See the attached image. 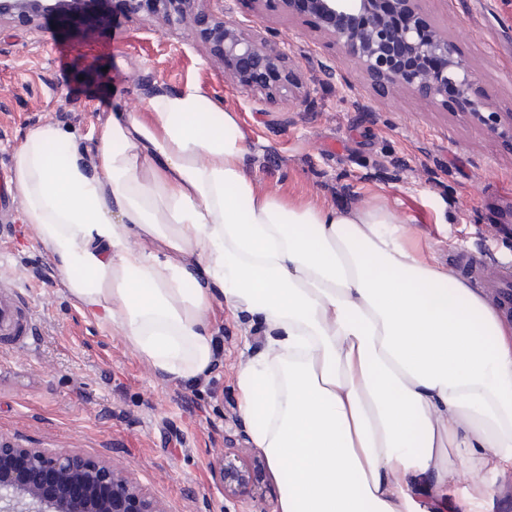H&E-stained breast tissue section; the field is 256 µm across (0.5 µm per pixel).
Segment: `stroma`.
<instances>
[{
  "mask_svg": "<svg viewBox=\"0 0 512 512\" xmlns=\"http://www.w3.org/2000/svg\"><path fill=\"white\" fill-rule=\"evenodd\" d=\"M233 19L275 33L299 64L306 103L249 96L207 45L190 42L125 0H84L68 26L53 17L0 19V175L30 127L52 123L89 146L115 112H142L152 92L193 83L221 99L250 137L260 190L301 206L379 205L425 257L453 266L468 251L512 264V0H419L477 77L483 107L386 97L315 19L282 0H224ZM495 115L487 125L486 115ZM0 191V279H15L38 325L0 349V436L28 448H70L122 464L168 512H277L283 484L269 465L253 495L228 500L219 482L225 436L256 456L238 409L237 370L263 354L257 318L216 303L213 365L167 381L123 336L101 329L70 298L48 252Z\"/></svg>",
  "mask_w": 512,
  "mask_h": 512,
  "instance_id": "obj_1",
  "label": "stroma"
}]
</instances>
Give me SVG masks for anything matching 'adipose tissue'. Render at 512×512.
<instances>
[{
    "mask_svg": "<svg viewBox=\"0 0 512 512\" xmlns=\"http://www.w3.org/2000/svg\"><path fill=\"white\" fill-rule=\"evenodd\" d=\"M236 113L191 84L92 146L30 128L21 219L70 297L170 381L207 372L216 299L259 318L239 410L287 477L280 512H495L512 472V323L387 209L259 191Z\"/></svg>",
    "mask_w": 512,
    "mask_h": 512,
    "instance_id": "obj_1",
    "label": "adipose tissue"
}]
</instances>
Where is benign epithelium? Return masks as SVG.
<instances>
[{"label": "benign epithelium", "instance_id": "benign-epithelium-1", "mask_svg": "<svg viewBox=\"0 0 512 512\" xmlns=\"http://www.w3.org/2000/svg\"><path fill=\"white\" fill-rule=\"evenodd\" d=\"M406 15L394 23L386 2ZM65 0H0V18L13 14L70 12ZM132 14L145 12L169 28L210 45L214 55L247 93L278 95L300 104L310 93L291 79L297 70L291 54L266 30L224 15V0H125ZM304 13L362 67L370 87L389 95L405 91L427 103H448V90L480 111L476 76L441 34L419 12L417 0H306ZM224 497L239 499L252 486L251 466L235 448L224 452L219 469ZM0 512H167L140 488L127 469L80 453L27 448L0 437Z\"/></svg>", "mask_w": 512, "mask_h": 512}]
</instances>
